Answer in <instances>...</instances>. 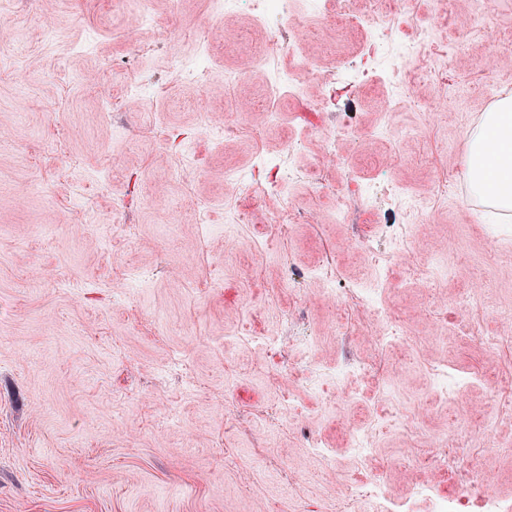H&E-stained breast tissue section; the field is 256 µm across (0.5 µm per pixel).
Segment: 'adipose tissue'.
<instances>
[{
    "instance_id": "adipose-tissue-1",
    "label": "adipose tissue",
    "mask_w": 512,
    "mask_h": 512,
    "mask_svg": "<svg viewBox=\"0 0 512 512\" xmlns=\"http://www.w3.org/2000/svg\"><path fill=\"white\" fill-rule=\"evenodd\" d=\"M466 178L472 196L512 210V99L487 112L469 136Z\"/></svg>"
}]
</instances>
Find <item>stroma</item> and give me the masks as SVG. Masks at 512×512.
<instances>
[{"label":"stroma","instance_id":"obj_1","mask_svg":"<svg viewBox=\"0 0 512 512\" xmlns=\"http://www.w3.org/2000/svg\"><path fill=\"white\" fill-rule=\"evenodd\" d=\"M290 2L302 55L323 73L282 100L269 132L258 91L288 80L296 61L268 51L279 21L252 0H150L131 39L110 0H12L0 17V46L28 32L20 58L0 62V512H374L337 500L336 487L382 463L387 502L434 512L435 496L454 492L447 472L409 460L456 416L491 410L479 385L443 400L439 372L507 362L506 348L480 339L499 334L496 310L512 309V222L476 207L463 173L469 132L512 93V65L496 54L512 46V0H486L481 36L436 62L457 80L462 110L445 109L447 88L416 55L392 45L370 56V31ZM406 8L422 23L417 40H454L470 18V0ZM202 63L203 84L192 77ZM391 64L411 72L410 92L380 78ZM339 69L352 86L324 107ZM397 95L384 126L380 107ZM231 103L260 141H214ZM145 112L167 144L143 130ZM394 128L411 138L392 145ZM279 158L297 173L279 189L250 196L224 178L265 180L263 162ZM342 161L398 191L337 214ZM289 209L303 219L283 237L272 226ZM261 230L268 259L248 248ZM447 253V280L417 275ZM322 259L334 281L317 271ZM127 270L139 274L129 292L116 280ZM333 286L375 289L382 309L338 326ZM464 317L477 338L461 339ZM388 318L409 342L380 356L356 324ZM386 376L430 403L423 436L405 438L378 413ZM342 388L354 400L338 402ZM287 399L289 419L256 432Z\"/></svg>","mask_w":512,"mask_h":512}]
</instances>
